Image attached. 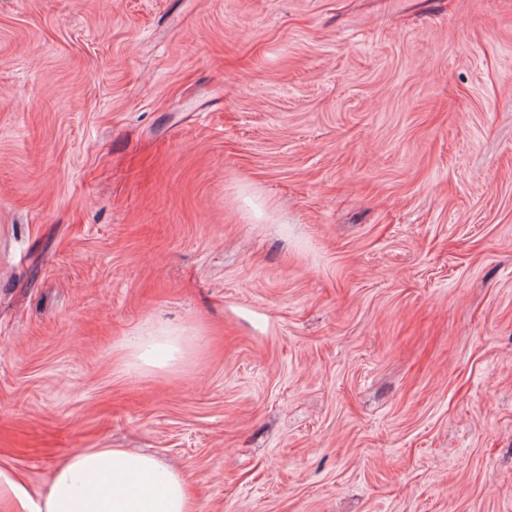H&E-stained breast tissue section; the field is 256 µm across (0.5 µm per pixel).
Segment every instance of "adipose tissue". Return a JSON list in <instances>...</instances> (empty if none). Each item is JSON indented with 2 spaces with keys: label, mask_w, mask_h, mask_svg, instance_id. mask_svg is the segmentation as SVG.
<instances>
[{
  "label": "adipose tissue",
  "mask_w": 512,
  "mask_h": 512,
  "mask_svg": "<svg viewBox=\"0 0 512 512\" xmlns=\"http://www.w3.org/2000/svg\"><path fill=\"white\" fill-rule=\"evenodd\" d=\"M184 336L149 323L127 338L125 348L144 370H171ZM0 512H192V504L179 470L154 456L125 448H76L39 486L0 464Z\"/></svg>",
  "instance_id": "1"
}]
</instances>
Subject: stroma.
Returning a JSON list of instances; mask_svg holds the SVG:
<instances>
[{
  "label": "stroma",
  "instance_id": "stroma-1",
  "mask_svg": "<svg viewBox=\"0 0 512 512\" xmlns=\"http://www.w3.org/2000/svg\"><path fill=\"white\" fill-rule=\"evenodd\" d=\"M75 448L512 512V0H0V464ZM186 332V329L173 330L161 323H147L142 330L127 338L125 348L134 364L144 370H172L187 352L184 350L178 360L174 358V353L180 351L177 344L183 342L184 336H190ZM160 350H164V357L157 356Z\"/></svg>",
  "mask_w": 512,
  "mask_h": 512
}]
</instances>
